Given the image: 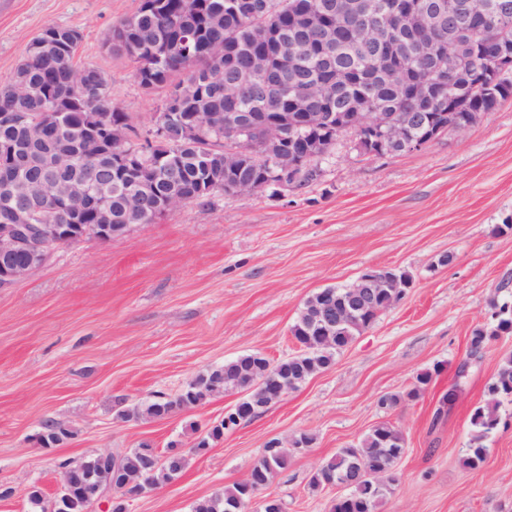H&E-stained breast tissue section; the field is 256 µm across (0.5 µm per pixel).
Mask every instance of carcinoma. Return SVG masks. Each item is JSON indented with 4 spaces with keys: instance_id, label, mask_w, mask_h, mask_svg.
I'll list each match as a JSON object with an SVG mask.
<instances>
[{
    "instance_id": "obj_1",
    "label": "carcinoma",
    "mask_w": 512,
    "mask_h": 512,
    "mask_svg": "<svg viewBox=\"0 0 512 512\" xmlns=\"http://www.w3.org/2000/svg\"><path fill=\"white\" fill-rule=\"evenodd\" d=\"M267 2L277 16L278 29L272 31L263 14L248 16L239 12L236 0H141L137 11L112 28L126 44L112 43L108 51L124 55L135 64L139 84L151 90H167L163 112H268L289 111V95L310 87L303 76H320L332 65H355L365 69V78L336 94L330 111L349 112L378 105L385 112H404L408 98L392 86L386 68H378V50L365 40L341 50L326 48L318 54L305 52V43L288 45V53L305 55L301 71H290L279 62L282 39L305 25L301 15L318 9L328 0H256ZM81 32L72 27L47 26L29 43L8 84L0 86V147L14 149L13 156L0 163V194L14 182L17 171L40 189L56 185L83 183L97 178L104 184L102 199L110 206L114 224H151L153 211L171 196L186 203L204 200L207 173H224L225 136L215 132L204 144L187 140L178 127L166 129L164 139L154 143H129L121 148L130 164L125 177L113 178L108 166L106 146L112 137L111 126H129L125 112H108V80L102 70L74 63ZM435 63L430 57L414 62L413 78H434ZM254 71L253 94L236 96L234 82L242 72ZM458 92L468 97L473 112L483 111L486 92H476L467 77H461ZM154 184V194L127 205L136 191V180ZM395 289L383 288L362 306L351 307L345 324L333 335L324 333L316 318L320 298L328 305L348 304L352 289L328 287L313 293L291 326L299 351L274 363L281 380L297 389L311 376L335 364L336 355L357 335L377 320L381 313L401 301ZM495 328L478 327L469 339V358L479 359L491 341L512 334V305L492 301ZM269 359L260 352L238 356L222 366L195 376L175 397H159L124 413L127 419L164 418L177 410L195 408L230 390L253 386L255 370ZM432 373L416 378L405 393H388L379 404L393 408L401 401L413 400L430 383ZM487 399L471 416L472 434L465 465L482 466L486 458L484 441L500 421L502 401H512V356L503 359L487 386ZM267 399L258 391L244 397L236 408L243 421L260 415ZM41 447L54 448L72 437L61 423L47 419L37 433ZM403 434L388 422H380L356 445L340 448L311 476L310 486L323 490L338 481L346 483L347 494L336 499L330 512H376L391 492L392 485L379 486L375 475H393L394 466L405 450ZM179 452L169 460L148 468V453L142 448L112 458V481L120 484L128 475L149 473L155 485L181 476L189 457ZM291 452L271 441L241 482L197 502L193 512H227L248 499V485L255 480L269 485L288 466Z\"/></svg>"
}]
</instances>
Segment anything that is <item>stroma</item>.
<instances>
[{"mask_svg": "<svg viewBox=\"0 0 512 512\" xmlns=\"http://www.w3.org/2000/svg\"><path fill=\"white\" fill-rule=\"evenodd\" d=\"M140 0H0V84L30 40L49 25L80 29L77 59L101 68L113 104L152 126L164 91L146 92L128 58L105 38ZM342 135L308 184L211 196L166 211L103 241L58 248L35 274L0 288V512H30L27 492L52 498L59 463L146 443L190 447L223 419L241 392L160 420L129 421L135 405L173 396L199 373L240 355H293L290 334L305 300L351 285L370 267L412 278L406 297L355 338L335 364L191 457L177 480L134 500L129 512H192L244 480L269 440L312 436L306 452L264 491L284 512H329L336 490H312L311 475L338 449L386 421L406 439L398 477L379 512H512V402L487 442L480 468L464 465L471 415L486 399L512 335L469 361L473 329L493 323L491 300L512 301V99L463 133L377 158ZM453 260L441 264L440 259ZM468 364L464 389L441 420L433 415ZM420 396L394 408L418 374ZM72 436L45 449L44 420ZM432 373L426 371L421 373L416 378L415 386L406 393H388L380 397L379 404L384 408H393L397 406L402 400H413L420 395V392L426 385L430 383Z\"/></svg>", "mask_w": 512, "mask_h": 512, "instance_id": "1", "label": "stroma"}]
</instances>
